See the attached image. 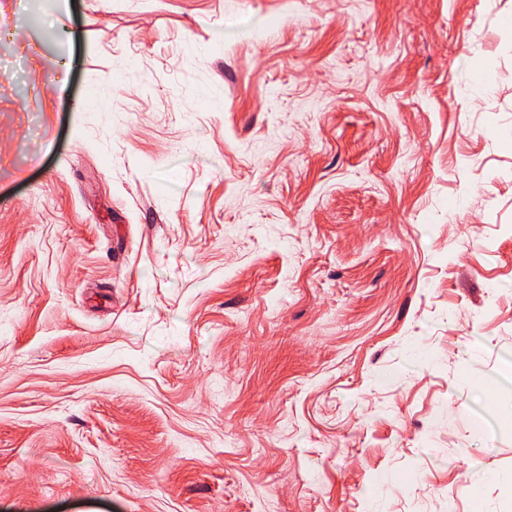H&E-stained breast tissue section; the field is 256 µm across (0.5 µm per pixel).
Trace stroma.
Returning <instances> with one entry per match:
<instances>
[{"instance_id":"1","label":"stroma","mask_w":512,"mask_h":512,"mask_svg":"<svg viewBox=\"0 0 512 512\" xmlns=\"http://www.w3.org/2000/svg\"><path fill=\"white\" fill-rule=\"evenodd\" d=\"M510 18L0 0V512H512Z\"/></svg>"}]
</instances>
